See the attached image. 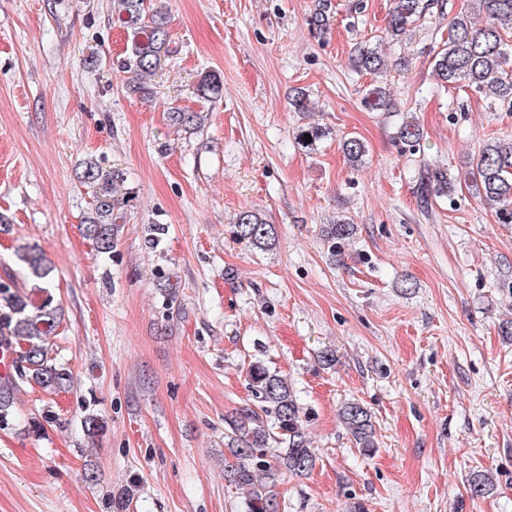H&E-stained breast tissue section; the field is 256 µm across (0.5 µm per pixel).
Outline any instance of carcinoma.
<instances>
[{"mask_svg": "<svg viewBox=\"0 0 512 512\" xmlns=\"http://www.w3.org/2000/svg\"><path fill=\"white\" fill-rule=\"evenodd\" d=\"M117 12L118 21L131 34L125 57L118 64L122 72L133 74L126 89L132 95L149 98L154 93L152 78L174 53L168 16L151 0H117ZM424 13L423 0H394L386 38L399 40ZM474 15L485 17V22L475 26L471 21ZM511 24L512 0H462L448 23L447 43L433 58L437 79L446 85L466 83L489 100L493 112L502 106L511 108L512 41L506 36ZM350 63L355 71L377 77L388 70L384 57L367 44L354 48ZM198 91L204 99L217 97L221 91L219 77L204 74ZM362 103L370 112H393L391 96L382 81L366 89ZM290 105L296 112H306L310 95L296 88ZM168 119L188 131L204 126L202 112L180 107L170 108ZM328 134L326 128L308 126L298 130L296 140L301 147L312 150ZM396 139L408 150L418 151L424 139L423 128L416 118H407L397 126ZM341 150L354 167L362 166L368 153L364 141L356 136L344 138ZM80 179L92 197L82 222L83 234L99 252L109 253L123 219L116 198L123 179L115 171L104 170L94 158L81 163ZM461 180L473 198L493 211L497 223L512 224V138H496L484 144L462 176L452 173L445 164L427 167L419 178L418 192L426 201L433 197L451 199ZM356 231L357 225L342 216L325 225L323 237L330 243L331 255H336V244L352 238ZM233 234L250 247H266L274 239V226L259 211L244 210L236 217ZM17 259L34 288L42 293V301L35 305L28 296L0 283V351L12 357L11 371L0 375V428L14 418V394L19 383L32 381L50 392L66 391L73 385L71 371L49 356V339L61 318L60 308L45 287L49 270L43 258L31 249L19 251ZM247 379L256 406L245 407L226 419L229 457L224 459V476L228 486L242 494L245 512H281L277 484L288 474H309L316 464L315 452L310 448L302 407L292 384L259 362L248 366ZM339 416L357 447L366 452L378 448L376 424L367 408L358 402H346ZM467 483L477 497L493 487L487 470L472 471Z\"/></svg>", "mask_w": 512, "mask_h": 512, "instance_id": "cac0c4a2", "label": "carcinoma"}]
</instances>
